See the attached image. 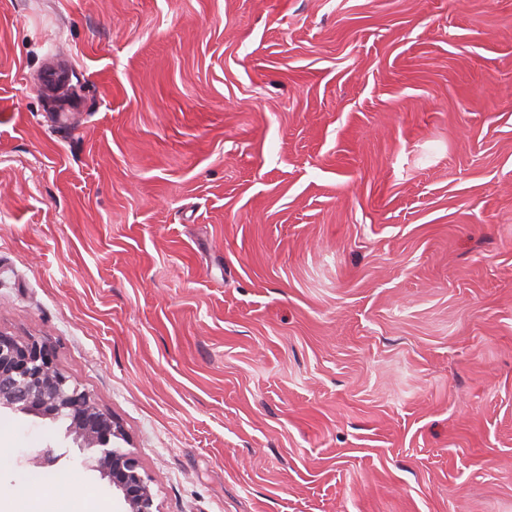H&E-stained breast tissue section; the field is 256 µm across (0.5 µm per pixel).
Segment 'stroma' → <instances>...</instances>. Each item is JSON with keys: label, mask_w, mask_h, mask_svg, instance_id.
<instances>
[{"label": "stroma", "mask_w": 512, "mask_h": 512, "mask_svg": "<svg viewBox=\"0 0 512 512\" xmlns=\"http://www.w3.org/2000/svg\"><path fill=\"white\" fill-rule=\"evenodd\" d=\"M0 333L158 512H512V0H0Z\"/></svg>", "instance_id": "1"}]
</instances>
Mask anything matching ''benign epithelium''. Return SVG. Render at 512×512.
Segmentation results:
<instances>
[{
    "label": "benign epithelium",
    "mask_w": 512,
    "mask_h": 512,
    "mask_svg": "<svg viewBox=\"0 0 512 512\" xmlns=\"http://www.w3.org/2000/svg\"><path fill=\"white\" fill-rule=\"evenodd\" d=\"M66 419V437L88 453L82 459L112 483L122 503L120 512H156L150 483L137 458L121 449L122 423L102 411L95 397L57 367L43 343L0 333V413Z\"/></svg>",
    "instance_id": "obj_1"
}]
</instances>
